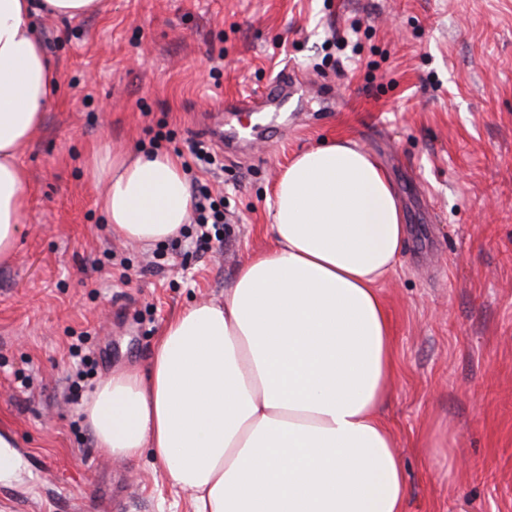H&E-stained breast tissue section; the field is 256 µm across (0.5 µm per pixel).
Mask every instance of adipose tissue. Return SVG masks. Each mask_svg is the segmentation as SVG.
<instances>
[{
	"label": "adipose tissue",
	"mask_w": 512,
	"mask_h": 512,
	"mask_svg": "<svg viewBox=\"0 0 512 512\" xmlns=\"http://www.w3.org/2000/svg\"><path fill=\"white\" fill-rule=\"evenodd\" d=\"M100 0H0V263L22 231L18 153L58 82L35 20ZM111 235L179 234L193 200L178 158L105 151L87 163ZM272 245L246 258L223 303L171 317L146 369L113 370L83 413L97 448L151 451L194 512H405L406 483L381 418L395 374L377 284L407 227L382 167L341 140L295 157L274 190Z\"/></svg>",
	"instance_id": "obj_1"
}]
</instances>
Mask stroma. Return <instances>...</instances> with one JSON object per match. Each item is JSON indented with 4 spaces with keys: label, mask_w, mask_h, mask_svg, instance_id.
Segmentation results:
<instances>
[{
    "label": "stroma",
    "mask_w": 512,
    "mask_h": 512,
    "mask_svg": "<svg viewBox=\"0 0 512 512\" xmlns=\"http://www.w3.org/2000/svg\"><path fill=\"white\" fill-rule=\"evenodd\" d=\"M38 28L59 80L19 153L31 194L0 264V436L23 459L0 475V512H192L150 453L101 452L83 406L115 367H146L170 317L223 301L272 244L289 160L340 139L385 169L408 227L379 285L406 512H512V0H102ZM286 70L302 88L290 112L221 147L218 130L247 118L226 101ZM157 131L182 160L192 141L216 148L220 169L197 177L231 216L223 246L108 233L83 162L149 150ZM74 345L91 377H77Z\"/></svg>",
    "instance_id": "1"
}]
</instances>
